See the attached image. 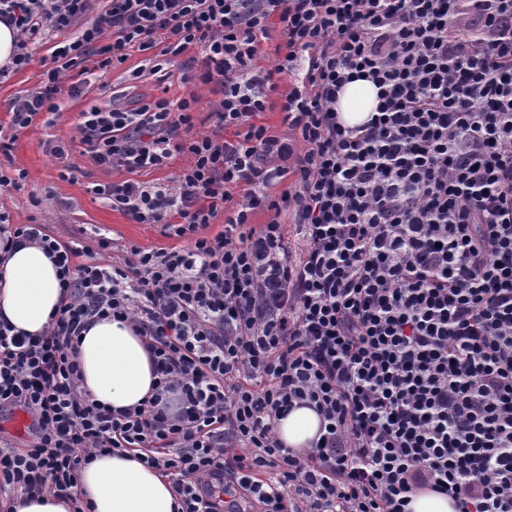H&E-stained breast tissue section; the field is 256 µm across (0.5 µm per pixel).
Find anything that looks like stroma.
Listing matches in <instances>:
<instances>
[{
	"label": "stroma",
	"mask_w": 512,
	"mask_h": 512,
	"mask_svg": "<svg viewBox=\"0 0 512 512\" xmlns=\"http://www.w3.org/2000/svg\"><path fill=\"white\" fill-rule=\"evenodd\" d=\"M144 58V53L136 52L107 76L90 71L75 77L74 83L81 94L63 109L54 126L48 127L38 121L17 132L11 161L13 168L23 170L26 177L20 188L0 189V213L5 214L10 223L46 225L49 234L58 239L92 249L96 261L103 264L122 260L126 249L133 244L147 249L188 246V239L168 238L161 235L159 226L135 223L89 191L91 184L123 181L132 176L122 169L106 171L98 168L84 154L74 121L76 113L91 104L133 108L144 99L164 96L175 100L192 92L198 98L193 134L213 131L204 121L215 100L210 87L183 83L181 72L176 68L165 76L133 77V70ZM52 66L45 51L40 50L34 53L25 68L0 80V123L9 122L13 99L18 94L37 89L44 72ZM54 138L68 145L66 160H59L47 152L45 143ZM187 162L186 156L177 154L166 166L142 171L132 177L141 182L168 185ZM102 236L110 239V248L99 249L98 239Z\"/></svg>",
	"instance_id": "stroma-1"
}]
</instances>
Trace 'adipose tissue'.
I'll return each instance as SVG.
<instances>
[{"label": "adipose tissue", "instance_id": "adipose-tissue-1", "mask_svg": "<svg viewBox=\"0 0 512 512\" xmlns=\"http://www.w3.org/2000/svg\"><path fill=\"white\" fill-rule=\"evenodd\" d=\"M378 105L373 83L347 84L336 108L347 125L366 121ZM57 269L44 251L27 245L0 268V321L33 335L45 333L60 300ZM83 387L93 399L115 409L129 408L152 394L155 376L149 353L131 325L112 318L95 321L78 346ZM320 427L318 414L293 408L276 434L294 451L308 450ZM78 487L90 512H176L169 478L142 465L135 452L103 454L79 473Z\"/></svg>", "mask_w": 512, "mask_h": 512}]
</instances>
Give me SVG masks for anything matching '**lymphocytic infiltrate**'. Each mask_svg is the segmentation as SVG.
<instances>
[{
	"label": "lymphocytic infiltrate",
	"instance_id": "lymphocytic-infiltrate-1",
	"mask_svg": "<svg viewBox=\"0 0 512 512\" xmlns=\"http://www.w3.org/2000/svg\"><path fill=\"white\" fill-rule=\"evenodd\" d=\"M0 19L18 70L58 37L12 130L59 114L67 73L135 49H158L156 74L200 47L217 96L214 133L193 139L192 93L77 114L85 154L131 174L92 193L189 247L103 265L0 214V265L39 245L62 288L43 335L0 323V413L31 416L25 447L0 436V488L70 498L95 456L135 450L181 512H235L231 492L259 512H408L427 488L455 512H512V0H0ZM283 79L274 135L257 119ZM357 80L379 104L350 127L336 104ZM177 153L191 163L172 185L133 180ZM110 317L151 356L135 407L80 388V337ZM297 405L324 427L302 454L275 436Z\"/></svg>",
	"mask_w": 512,
	"mask_h": 512
}]
</instances>
